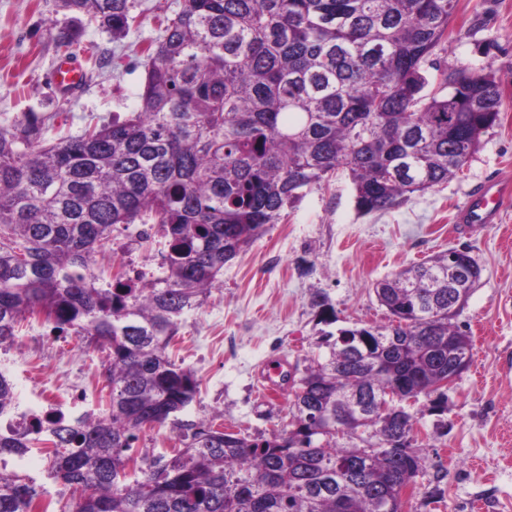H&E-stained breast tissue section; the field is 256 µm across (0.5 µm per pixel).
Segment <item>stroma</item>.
<instances>
[{
  "instance_id": "stroma-1",
  "label": "stroma",
  "mask_w": 512,
  "mask_h": 512,
  "mask_svg": "<svg viewBox=\"0 0 512 512\" xmlns=\"http://www.w3.org/2000/svg\"><path fill=\"white\" fill-rule=\"evenodd\" d=\"M180 3L136 0L137 20L122 40L88 22L66 49L56 35L69 15L57 0H0V126L37 119L50 145L135 109L143 49ZM452 26L461 35L441 54L442 64L492 71L502 92L498 125L462 169L368 215L357 211L345 171L305 190L279 223L225 265L219 286L181 325L172 353L200 383L189 418L216 416L242 435L271 436L292 420V392L264 391L266 364L302 370L325 333L387 324L377 281L449 248L468 249L482 277L456 322L473 339V362L448 389L444 408L423 395L409 407L422 467L405 512H512V210L486 228L453 221L480 182H512V0H458ZM63 59L84 72L73 95L52 81ZM318 294L328 296L330 311L313 307ZM104 358L75 338L51 335L37 319L23 321L16 343L0 350L19 400L73 402L96 413Z\"/></svg>"
}]
</instances>
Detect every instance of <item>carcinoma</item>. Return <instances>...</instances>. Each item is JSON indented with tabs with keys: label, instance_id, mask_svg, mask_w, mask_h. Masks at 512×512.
Masks as SVG:
<instances>
[{
	"label": "carcinoma",
	"instance_id": "carcinoma-1",
	"mask_svg": "<svg viewBox=\"0 0 512 512\" xmlns=\"http://www.w3.org/2000/svg\"><path fill=\"white\" fill-rule=\"evenodd\" d=\"M119 38L135 0H58ZM457 0H182L146 47L137 107L46 146L38 121L0 127V349L41 317L58 337L102 349L107 408L27 433L0 431V461L40 448L70 512H403L421 468L414 416L375 401L402 380L417 398L448 401L439 383L472 362L455 307L470 288L448 270L450 249L374 285L385 327L327 333L328 352L285 382L312 412L292 429L250 439L207 419L192 369L169 354L186 315L224 265L306 188L348 172L357 210L391 209L452 178L499 121L494 73L448 71ZM151 224L140 246L160 257L157 280L112 253L119 229ZM364 404L362 413L353 398ZM18 404L0 368V416ZM171 424L183 448L149 458L136 443ZM346 437L349 443L338 439ZM44 487L0 464V512H48Z\"/></svg>",
	"mask_w": 512,
	"mask_h": 512
}]
</instances>
